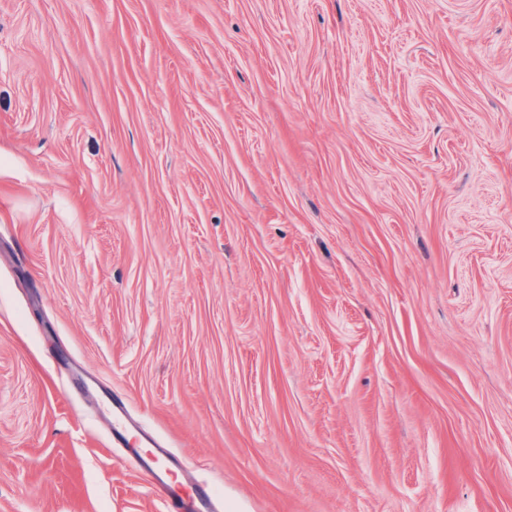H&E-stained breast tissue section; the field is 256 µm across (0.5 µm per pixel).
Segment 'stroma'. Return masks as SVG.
<instances>
[{"label":"stroma","mask_w":512,"mask_h":512,"mask_svg":"<svg viewBox=\"0 0 512 512\" xmlns=\"http://www.w3.org/2000/svg\"><path fill=\"white\" fill-rule=\"evenodd\" d=\"M115 391L217 512H512V0H0V512H165Z\"/></svg>","instance_id":"35a3bbf8"}]
</instances>
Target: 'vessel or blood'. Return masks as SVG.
Returning a JSON list of instances; mask_svg holds the SVG:
<instances>
[{
    "label": "vessel or blood",
    "instance_id": "1",
    "mask_svg": "<svg viewBox=\"0 0 512 512\" xmlns=\"http://www.w3.org/2000/svg\"><path fill=\"white\" fill-rule=\"evenodd\" d=\"M127 400L121 394L112 396V439L115 443L126 442L124 430L127 417ZM127 455L135 467L142 473L151 485L162 493L167 512H215L214 490L210 485H196L192 494L185 495L171 479L174 468L180 467L181 461L175 456L159 458L158 454H145L136 448H129Z\"/></svg>",
    "mask_w": 512,
    "mask_h": 512
}]
</instances>
